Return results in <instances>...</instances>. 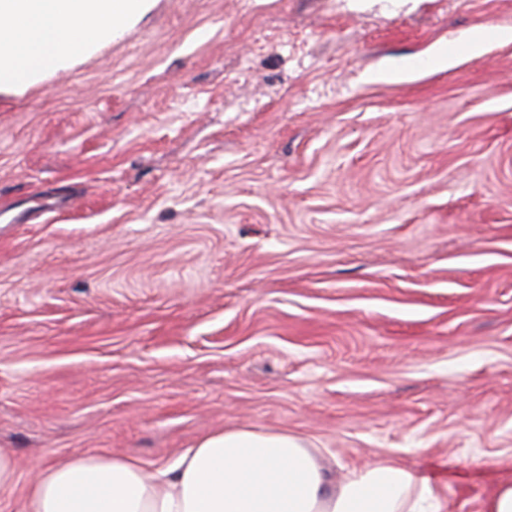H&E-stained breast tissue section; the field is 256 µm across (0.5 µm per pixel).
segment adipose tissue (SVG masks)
<instances>
[{
    "mask_svg": "<svg viewBox=\"0 0 512 512\" xmlns=\"http://www.w3.org/2000/svg\"><path fill=\"white\" fill-rule=\"evenodd\" d=\"M150 0H0V89L27 87L111 41ZM512 43V28L481 26L438 45L433 62ZM431 480L385 460L333 479L319 453L286 432L224 430L171 468L145 473L124 456L45 465L25 512H444Z\"/></svg>",
    "mask_w": 512,
    "mask_h": 512,
    "instance_id": "1",
    "label": "adipose tissue"
}]
</instances>
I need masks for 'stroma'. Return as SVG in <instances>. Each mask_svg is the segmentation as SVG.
Wrapping results in <instances>:
<instances>
[{"instance_id":"obj_1","label":"stroma","mask_w":512,"mask_h":512,"mask_svg":"<svg viewBox=\"0 0 512 512\" xmlns=\"http://www.w3.org/2000/svg\"><path fill=\"white\" fill-rule=\"evenodd\" d=\"M512 0H151L0 90V450L286 431L445 512L512 483ZM415 67L391 81L367 71ZM512 43V28L481 26L467 32L462 43L456 40L438 45L433 53V63L447 66L456 60V54L462 47L471 56H480L491 45Z\"/></svg>"}]
</instances>
